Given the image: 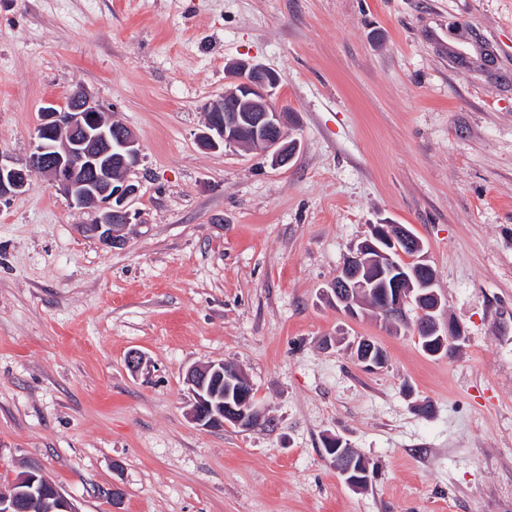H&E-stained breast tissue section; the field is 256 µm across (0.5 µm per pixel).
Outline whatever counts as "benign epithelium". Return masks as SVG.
<instances>
[{
	"instance_id": "obj_1",
	"label": "benign epithelium",
	"mask_w": 512,
	"mask_h": 512,
	"mask_svg": "<svg viewBox=\"0 0 512 512\" xmlns=\"http://www.w3.org/2000/svg\"><path fill=\"white\" fill-rule=\"evenodd\" d=\"M229 78L224 93L209 103L208 117L198 134L202 149L216 152L243 146L271 157L275 165L287 164L295 155L297 142H288V129L294 126V114L273 105L281 77L274 71L251 60H234L227 64ZM142 147L136 134L127 126L113 124L104 111L84 90L74 91L67 102L59 106L51 101L40 112L31 152L22 165L6 164L0 155V202L24 193L31 178L39 174L62 191L71 202L94 213L92 223L80 226L82 232L105 247L125 245L122 232L131 223L130 199L138 187L130 175L141 164ZM378 277L391 278L393 293L388 295L383 319L397 327L408 322L407 305L411 302V277L420 272L422 287V326L440 333L453 352L464 340L453 323L439 326L436 315L442 305L434 290L436 278L426 263L424 244L403 224L381 222L371 225V234L356 244L346 257L331 295L345 306L350 316L358 315L365 294ZM186 383L193 398L190 419L204 429H221L233 425L249 430L264 418V412L251 399L252 387L238 370L209 363L187 371ZM236 385V404L217 402L224 384ZM328 456L344 482L352 489L364 483L349 477L353 463L336 452L345 445L343 438L329 435L325 439ZM27 489L0 492V512H24L22 494L40 493L48 512H81L74 500L67 497L44 473L40 460L29 458L21 465L12 486Z\"/></svg>"
}]
</instances>
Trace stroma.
I'll return each instance as SVG.
<instances>
[{"label":"stroma","mask_w":512,"mask_h":512,"mask_svg":"<svg viewBox=\"0 0 512 512\" xmlns=\"http://www.w3.org/2000/svg\"><path fill=\"white\" fill-rule=\"evenodd\" d=\"M235 59L282 77L288 166L198 145ZM78 89L143 146L140 218L111 249L42 177L0 202V490L34 457L80 512H512V0H0V156ZM383 220L423 241L453 353L328 299ZM212 362L267 422L190 420ZM355 343V353L356 356L359 355V353H363V355H366L364 358H359L357 361L362 365L363 368L367 370H375L377 368H380L376 361H370V353L369 349L371 347V344L373 345V352L371 354V360H377L380 357H383L386 360V353L385 351L379 347L377 344H375L373 341L365 338H360L357 341H354ZM362 348H364L362 350ZM369 352V353H368ZM325 444L328 447V453H326L332 465L336 468L337 473L341 476L344 482L352 489H361L364 487V483L361 481H357L349 477V474L352 470L353 461L350 463L346 461V459L340 454H336V452H345L349 454L350 449L347 447L349 444L345 443L343 438L336 435H329L325 439ZM344 445V447H342ZM336 447H340L336 451Z\"/></svg>","instance_id":"stroma-1"}]
</instances>
